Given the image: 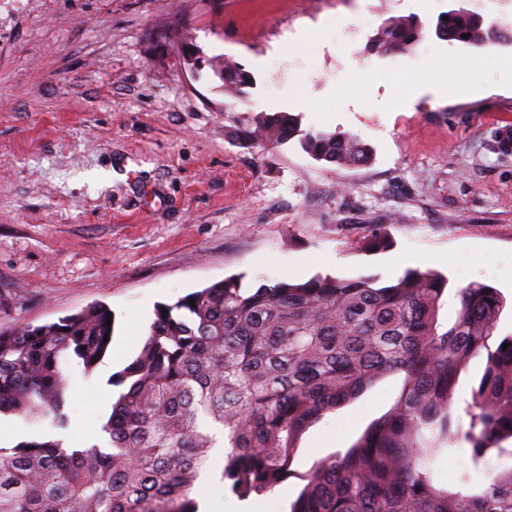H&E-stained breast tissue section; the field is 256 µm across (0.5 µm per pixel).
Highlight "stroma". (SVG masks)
<instances>
[{
  "mask_svg": "<svg viewBox=\"0 0 512 512\" xmlns=\"http://www.w3.org/2000/svg\"><path fill=\"white\" fill-rule=\"evenodd\" d=\"M453 9L512 29V0H0V330L94 304L114 318L101 363L66 368L69 425L55 438L81 449L99 435L112 376L157 307L230 276L386 285L430 255L449 280L443 321L453 291L479 282L504 295L497 334L512 333V152L493 122L512 120V44L437 38ZM392 17L422 24L411 54L371 50ZM177 28L253 75L241 100L226 105L210 69L185 71ZM442 54L456 68L447 97L402 104L407 76ZM279 98L302 131L358 136L370 161L238 140ZM376 233L385 246H367ZM402 384L384 376L307 428L289 498Z\"/></svg>",
  "mask_w": 512,
  "mask_h": 512,
  "instance_id": "1",
  "label": "stroma"
}]
</instances>
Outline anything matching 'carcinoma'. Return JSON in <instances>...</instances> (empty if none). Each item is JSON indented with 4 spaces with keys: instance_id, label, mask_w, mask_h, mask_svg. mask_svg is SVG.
Segmentation results:
<instances>
[{
    "instance_id": "cac0c4a2",
    "label": "carcinoma",
    "mask_w": 512,
    "mask_h": 512,
    "mask_svg": "<svg viewBox=\"0 0 512 512\" xmlns=\"http://www.w3.org/2000/svg\"><path fill=\"white\" fill-rule=\"evenodd\" d=\"M438 20L447 41L512 43V29L487 26L463 9ZM468 38H463V35ZM419 23L395 18L371 48L406 52L422 40ZM189 66L206 63L240 98L253 77L233 60H202L185 40ZM242 137L260 145L299 138L318 162L358 166L371 158L355 136L300 132L298 116L260 112ZM448 278L407 270L392 284L374 277L316 275L245 288L231 276L157 308L139 355L113 383H129L101 425L106 445L67 449L43 435L0 447V512H197L196 492L224 447L220 482L246 499L293 474L302 434L325 413L358 397L384 375H403L394 406L345 453L317 461L289 512H512V334L492 341L505 300L483 283L457 289L450 323L440 310ZM196 305H191L189 299ZM112 311L96 304L42 325L0 331V413L66 426L65 367L91 372L106 355ZM508 348H502L503 344ZM485 356L471 388L468 424L453 397L465 362ZM469 446V469L448 488L431 462Z\"/></svg>"
}]
</instances>
